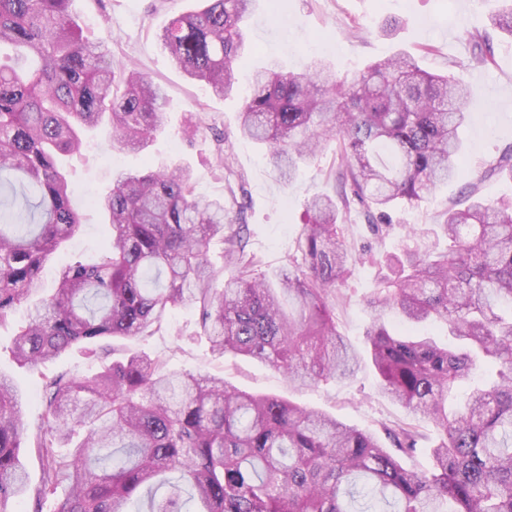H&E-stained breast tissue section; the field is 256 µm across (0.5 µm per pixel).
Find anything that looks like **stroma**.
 Returning <instances> with one entry per match:
<instances>
[{"label":"stroma","mask_w":512,"mask_h":512,"mask_svg":"<svg viewBox=\"0 0 512 512\" xmlns=\"http://www.w3.org/2000/svg\"><path fill=\"white\" fill-rule=\"evenodd\" d=\"M202 5L203 0H72L71 10L85 35L105 37L114 63L136 68L161 85L168 107L163 130L145 148L113 149L109 129L102 125L87 135L80 153L68 158L67 175L88 200L83 207L85 230L47 263L45 286L55 287L60 264L106 247L108 227L102 213L91 206L92 198L107 193L118 174L178 163L193 170L197 196L223 199L230 218L243 220L249 247L262 260L260 274L277 281L293 266L308 200L316 193L337 196L340 160L331 141L302 164L293 182L278 178L264 148L236 132L253 70L272 62L300 70L321 60L342 76L405 52L427 72L459 75L475 103L471 122L463 131L460 176L419 205L396 207L390 225L379 235L371 232L358 207L346 206L340 212L357 264L337 293L333 312L339 331L359 353L360 365L353 375L294 389L282 373L264 362L213 354L200 334L199 313L191 308L175 309L162 331L125 342L130 351L161 357L174 369L217 374L248 392L291 399L348 425L381 432L383 426L407 420L408 414L378 395L365 351L370 323L366 301L377 274L372 257L399 253L406 243L405 226L423 231L441 223L449 202L468 188L490 201L512 198V180L483 175L487 164L512 150V38L492 23L498 2L408 0L402 7L398 0H278L272 9L267 0H255L245 23L250 49L237 62L234 94L224 99L210 95L200 82L176 70L158 39L172 15ZM469 33L489 38L492 62H472L465 39ZM190 121L198 131L188 139L183 129ZM24 316L19 310L0 323V372L13 376L24 398V421L32 426L41 410L40 379L19 368L11 353Z\"/></svg>","instance_id":"stroma-1"}]
</instances>
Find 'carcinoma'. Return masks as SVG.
Segmentation results:
<instances>
[{"mask_svg": "<svg viewBox=\"0 0 512 512\" xmlns=\"http://www.w3.org/2000/svg\"><path fill=\"white\" fill-rule=\"evenodd\" d=\"M71 0H0V323L27 306L13 358L31 371L80 345L101 361L90 376L41 374L33 429L14 382L0 375V512L28 494L32 512L60 488L53 512H512V199L471 189L450 205L431 243L385 258L366 333L378 393L437 427L431 465L409 468L420 434L410 422L372 432L294 402L236 389L224 378L171 368L146 352L117 356L114 340L151 336L172 310L198 308L212 352L265 362L298 386L344 379L357 352L332 313L336 285L353 268L339 204L353 200L373 231L400 204L415 205L459 173L471 117L463 79L431 74L404 53L336 77L313 62L300 72H256L239 133L292 179L321 144L336 141L351 197L316 194L298 242L300 259L277 286L255 276L260 258L224 201L194 193L188 168L121 174L94 201L110 228L105 250L60 266L53 293L42 270L82 228L80 196L60 156L103 121L112 147L140 149L163 128V90L112 64L90 40ZM253 0H205L171 18L160 39L176 66L216 97L232 94ZM473 60L489 40L469 35ZM512 179V152L484 176ZM224 243V263L208 253ZM292 309L284 311L281 296ZM437 320L448 339L402 336L387 312ZM496 376L458 385L478 372ZM30 442L41 480L26 488L19 455Z\"/></svg>", "mask_w": 512, "mask_h": 512, "instance_id": "obj_1", "label": "carcinoma"}]
</instances>
